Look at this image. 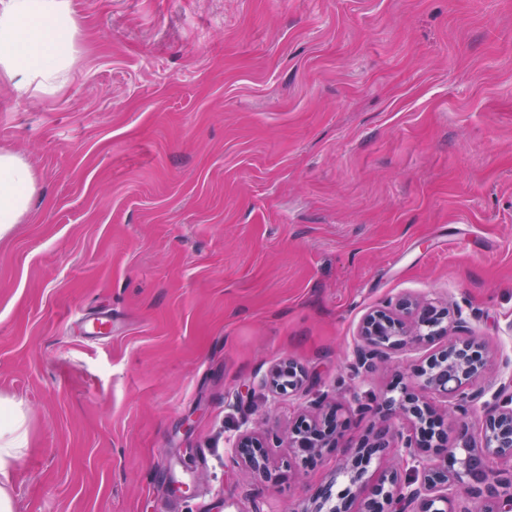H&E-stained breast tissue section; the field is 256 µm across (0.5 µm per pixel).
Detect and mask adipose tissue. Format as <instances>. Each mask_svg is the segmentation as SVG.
Here are the masks:
<instances>
[{
    "label": "adipose tissue",
    "instance_id": "obj_1",
    "mask_svg": "<svg viewBox=\"0 0 512 512\" xmlns=\"http://www.w3.org/2000/svg\"><path fill=\"white\" fill-rule=\"evenodd\" d=\"M73 38L67 0H0V79L17 87L35 80L56 89L58 75L74 62ZM35 190L31 167L0 150V238L28 212ZM25 445L19 403L0 399V512H13L4 478Z\"/></svg>",
    "mask_w": 512,
    "mask_h": 512
}]
</instances>
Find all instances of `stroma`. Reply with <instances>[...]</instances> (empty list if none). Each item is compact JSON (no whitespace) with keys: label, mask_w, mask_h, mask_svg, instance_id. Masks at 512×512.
Returning a JSON list of instances; mask_svg holds the SVG:
<instances>
[{"label":"stroma","mask_w":512,"mask_h":512,"mask_svg":"<svg viewBox=\"0 0 512 512\" xmlns=\"http://www.w3.org/2000/svg\"><path fill=\"white\" fill-rule=\"evenodd\" d=\"M76 59L0 83V147L37 190L0 238V398L21 403L14 512H306L437 346L367 377L363 316L460 307L512 374V0H70ZM112 314V330L87 319ZM345 439L264 482L231 459L285 434V360ZM307 374L303 368L292 360L283 361L275 366L264 381L265 387L272 393L288 390L290 393H307Z\"/></svg>","instance_id":"35a3bbf8"}]
</instances>
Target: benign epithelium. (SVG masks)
Returning <instances> with one entry per match:
<instances>
[{
	"label": "benign epithelium",
	"instance_id": "benign-epithelium-1",
	"mask_svg": "<svg viewBox=\"0 0 512 512\" xmlns=\"http://www.w3.org/2000/svg\"><path fill=\"white\" fill-rule=\"evenodd\" d=\"M447 319V308L404 297L379 306L362 320L361 344L351 364L360 376L370 374L377 361L396 347L446 340L425 364L414 369L420 378L418 388H401L398 396L385 398L379 410L369 403L359 404L361 414H380L379 422L369 426L363 446L371 455L391 453L398 460L397 467L372 484L363 512H453L448 490L457 486L466 489L480 512H512V477L504 479L502 471L491 465L494 460L512 463V377L500 383L491 400L481 401L485 392L472 390V384L484 373L487 360L476 350L474 338L448 334ZM306 382L303 368L288 360L270 371L264 385L272 393H305ZM428 394L444 399L445 415L457 420L459 447H447L442 416L428 402ZM314 406L319 418L301 419L285 437L259 438L246 429L241 431L233 446L236 462L270 478L267 449L274 444L286 442L310 455L336 447L342 440L341 406L329 402L324 394L314 399ZM479 407L484 411L482 443L475 447L469 442L467 419ZM392 419L404 421L406 427H392ZM425 432L435 440L432 449L438 460L432 464L423 460L419 435ZM310 512H347L344 493L335 494L327 486Z\"/></svg>",
	"mask_w": 512,
	"mask_h": 512
}]
</instances>
